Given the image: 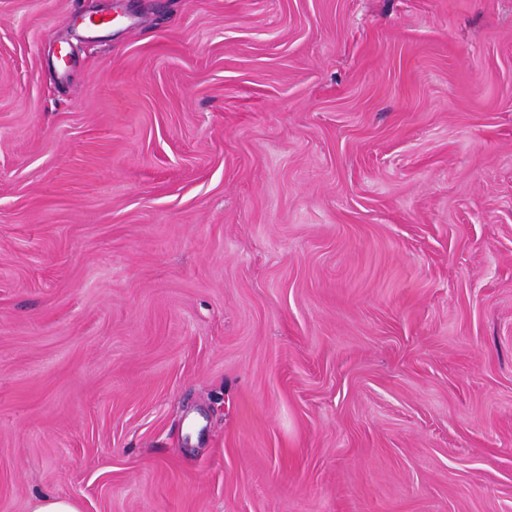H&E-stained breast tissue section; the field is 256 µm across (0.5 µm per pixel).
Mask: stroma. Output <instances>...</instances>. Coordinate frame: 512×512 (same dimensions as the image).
I'll list each match as a JSON object with an SVG mask.
<instances>
[{
	"label": "stroma",
	"mask_w": 512,
	"mask_h": 512,
	"mask_svg": "<svg viewBox=\"0 0 512 512\" xmlns=\"http://www.w3.org/2000/svg\"><path fill=\"white\" fill-rule=\"evenodd\" d=\"M41 495L512 512V0H0V512Z\"/></svg>",
	"instance_id": "obj_1"
}]
</instances>
